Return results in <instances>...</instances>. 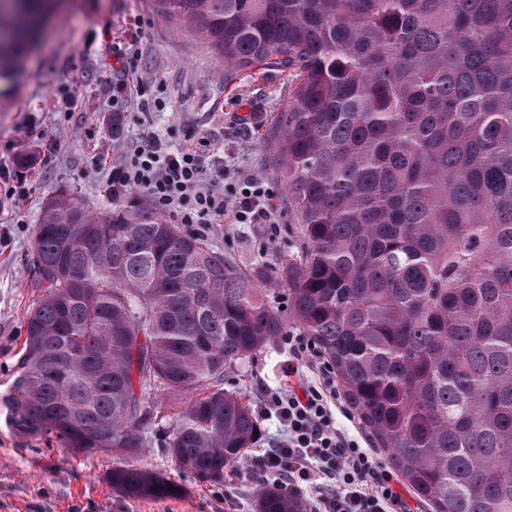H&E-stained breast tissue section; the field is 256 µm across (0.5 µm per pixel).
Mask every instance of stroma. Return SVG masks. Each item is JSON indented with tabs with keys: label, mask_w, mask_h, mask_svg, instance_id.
Here are the masks:
<instances>
[{
	"label": "stroma",
	"mask_w": 512,
	"mask_h": 512,
	"mask_svg": "<svg viewBox=\"0 0 512 512\" xmlns=\"http://www.w3.org/2000/svg\"><path fill=\"white\" fill-rule=\"evenodd\" d=\"M133 28L141 53L129 81L152 83L153 94L167 104L150 114L153 130L175 148L189 145L190 133L208 132L215 152L277 191V235L264 224L226 221L213 225L207 239L246 273L259 265L275 268L302 245L298 225L288 219L274 146L288 107L287 76L267 66L226 74L187 22L153 0H69L40 29L13 77L0 80V167L27 192L16 206L0 183V393L11 383L22 323L37 295L31 257L43 202L64 191L111 208L96 164L118 163L140 143L136 113H123L120 126L112 124V82L121 75L113 48ZM242 108L252 114L250 126L230 125L225 113ZM25 155L32 162L23 167L18 160ZM287 358L288 343L278 340L228 373L225 386L247 388L263 405L266 390L287 386ZM111 466L104 454L77 457L18 438L0 419V512H254L253 475L245 465L219 485L183 478L184 494L167 501L120 496L106 479Z\"/></svg>",
	"instance_id": "35a3bbf8"
}]
</instances>
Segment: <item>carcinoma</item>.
Instances as JSON below:
<instances>
[{
	"instance_id": "cac0c4a2",
	"label": "carcinoma",
	"mask_w": 512,
	"mask_h": 512,
	"mask_svg": "<svg viewBox=\"0 0 512 512\" xmlns=\"http://www.w3.org/2000/svg\"><path fill=\"white\" fill-rule=\"evenodd\" d=\"M230 69L293 86L276 133L288 313L201 233L130 196L65 192L33 243L39 294L0 398L19 438L112 457L131 499H174L143 463L224 482L261 441L224 376L295 329L431 512H512V0H157ZM60 7L0 14V72ZM256 512H306L256 479Z\"/></svg>"
}]
</instances>
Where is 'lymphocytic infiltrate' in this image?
I'll return each instance as SVG.
<instances>
[{
    "label": "lymphocytic infiltrate",
    "mask_w": 512,
    "mask_h": 512,
    "mask_svg": "<svg viewBox=\"0 0 512 512\" xmlns=\"http://www.w3.org/2000/svg\"><path fill=\"white\" fill-rule=\"evenodd\" d=\"M140 136L142 145L107 171L113 199L136 186L157 210L184 224L206 230L229 215L237 224L276 230L275 191L211 153L207 137H198L196 146L175 149L150 127H143ZM320 375L319 384L268 393L264 413L277 420L284 438L256 451L250 470L284 480L298 495L317 489L312 512H411L394 474L337 427L335 381L329 369Z\"/></svg>",
    "instance_id": "f902f5d3"
}]
</instances>
